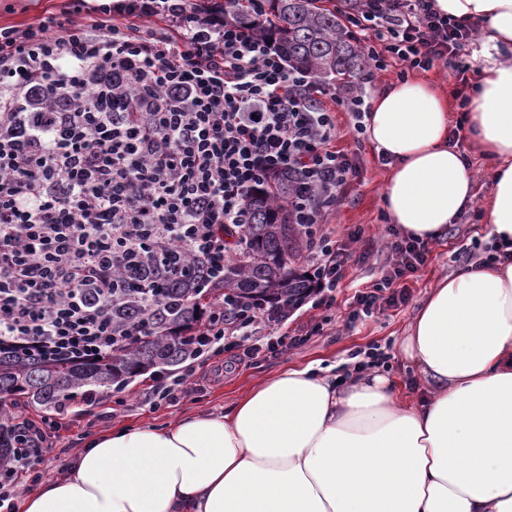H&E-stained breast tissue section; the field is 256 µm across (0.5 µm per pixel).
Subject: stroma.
I'll use <instances>...</instances> for the list:
<instances>
[{"instance_id": "obj_1", "label": "stroma", "mask_w": 512, "mask_h": 512, "mask_svg": "<svg viewBox=\"0 0 512 512\" xmlns=\"http://www.w3.org/2000/svg\"><path fill=\"white\" fill-rule=\"evenodd\" d=\"M336 123L340 130L336 145L357 153L362 178L347 191L343 204L328 216L326 229L339 239L354 230L362 232L371 245L365 260L350 259L331 305L306 304L289 316L285 331L292 336L305 335V342L284 353L263 356L256 362H240L226 355L222 366H215L211 361L196 366L193 377L188 380L190 392L174 406L150 404L145 397L142 377H134L123 395L124 404L117 417L102 424L96 422L94 414H87L70 426L67 436L72 442L81 446L88 436L105 434L122 426L161 427L184 416L220 415L251 387L284 367L313 361L340 364L349 361L351 353L373 345L381 346L388 354V376L403 398H418L421 388L403 358L402 338L434 282L469 266L474 243L483 241L487 234L482 209L479 201L472 204L449 225L443 240L430 243L426 265L406 281L410 295L405 304L384 308L371 317L347 324L355 292L379 283L388 265L381 238L390 220L382 188L390 169L379 162L369 142L354 143L346 113H337Z\"/></svg>"}]
</instances>
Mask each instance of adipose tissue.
Returning a JSON list of instances; mask_svg holds the SVG:
<instances>
[{"instance_id": "obj_1", "label": "adipose tissue", "mask_w": 512, "mask_h": 512, "mask_svg": "<svg viewBox=\"0 0 512 512\" xmlns=\"http://www.w3.org/2000/svg\"><path fill=\"white\" fill-rule=\"evenodd\" d=\"M512 53V0H435ZM464 131L494 164L489 260L435 281L402 353L430 387L401 400L379 371L289 367L221 415L89 441L20 512H512V64L485 60ZM448 102L422 79L372 101L366 134L391 160V223L427 240L477 201L448 143Z\"/></svg>"}]
</instances>
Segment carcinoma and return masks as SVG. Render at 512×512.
I'll return each mask as SVG.
<instances>
[{"label": "carcinoma", "instance_id": "cac0c4a2", "mask_svg": "<svg viewBox=\"0 0 512 512\" xmlns=\"http://www.w3.org/2000/svg\"><path fill=\"white\" fill-rule=\"evenodd\" d=\"M321 0H262L261 14L252 0H224L225 18L275 38L288 62L320 81L342 82L363 65L360 46ZM292 184L272 179L249 199L251 223L245 242L224 258V280L207 282L193 273L171 281L147 298L135 288L113 307L114 320L145 321L151 334L129 347L88 361L33 358L20 351H0V396H24L46 409L75 393L126 382L157 365L176 366L188 341L221 292L260 302L290 304L308 292L311 280L297 264L305 247L300 227L289 223Z\"/></svg>", "mask_w": 512, "mask_h": 512}]
</instances>
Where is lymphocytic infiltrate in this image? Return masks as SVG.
<instances>
[{
    "mask_svg": "<svg viewBox=\"0 0 512 512\" xmlns=\"http://www.w3.org/2000/svg\"><path fill=\"white\" fill-rule=\"evenodd\" d=\"M366 61L347 84L295 69L277 44L225 20L222 0H62L33 23L0 27V343L82 360L149 333L114 326L123 278L162 287L199 262L220 276L229 234L249 222L247 200L288 173L291 221L312 255V295L332 299L349 258L321 235L358 182L355 155L337 149V112L353 141L365 133L376 74L449 66L460 108L477 90L465 52L476 32L432 0H356L343 16ZM381 284L354 295L356 314L404 302L402 278L428 259L425 241L389 229ZM286 308L225 293L191 343L206 362L250 343ZM95 391L60 403L49 421L14 413L12 457L0 462V512L40 482L48 430H68L77 405L104 410Z\"/></svg>",
    "mask_w": 512,
    "mask_h": 512,
    "instance_id": "lymphocytic-infiltrate-1",
    "label": "lymphocytic infiltrate"
}]
</instances>
